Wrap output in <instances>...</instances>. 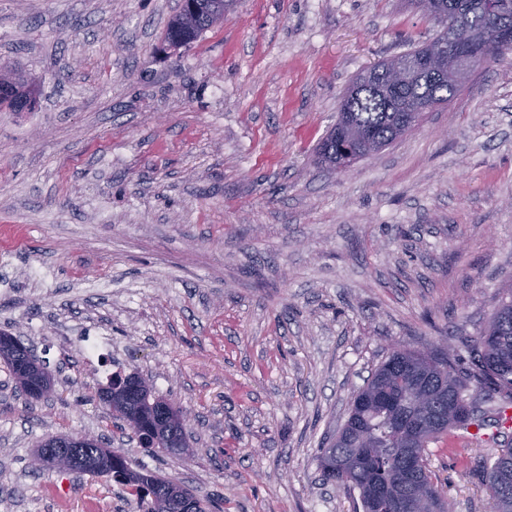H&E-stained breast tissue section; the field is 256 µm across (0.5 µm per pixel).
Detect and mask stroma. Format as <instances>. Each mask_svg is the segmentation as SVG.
Segmentation results:
<instances>
[{
	"label": "stroma",
	"instance_id": "1",
	"mask_svg": "<svg viewBox=\"0 0 512 512\" xmlns=\"http://www.w3.org/2000/svg\"><path fill=\"white\" fill-rule=\"evenodd\" d=\"M177 0H0V65L40 86L0 111V330L54 391L0 362V512H140L109 477L38 470L88 433L224 512H361L321 447L393 348H470L512 287V54L342 171L315 148L346 88L437 27L407 0H236L163 52ZM112 343L87 359L85 337ZM138 373L189 421L147 455L98 390ZM491 454L429 448L454 512H492Z\"/></svg>",
	"mask_w": 512,
	"mask_h": 512
}]
</instances>
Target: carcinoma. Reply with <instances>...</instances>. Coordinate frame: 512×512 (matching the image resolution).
<instances>
[{
	"mask_svg": "<svg viewBox=\"0 0 512 512\" xmlns=\"http://www.w3.org/2000/svg\"><path fill=\"white\" fill-rule=\"evenodd\" d=\"M191 7H182L167 23V49L176 52L187 47L223 21L234 0H191ZM440 26L431 40L401 54L415 58L434 48H446L443 30L448 23L469 17L493 22L498 15L512 20V0H410ZM384 64L372 71L371 86L340 101L338 119L318 148L319 161L335 168L341 158L340 149L348 132L358 127L380 146H388L400 138L397 127L403 112H418L428 102L445 104L459 89L445 77H417L410 83L385 93L382 91ZM0 93L12 99L19 109L35 104L38 86L16 73L13 79L0 85ZM472 368L453 370L454 359L440 347L430 355L401 350L389 356L375 370L367 385L355 394L351 402L340 440H331L318 457L323 483L338 488L342 474L337 463L343 458L365 456L354 471L352 482L344 486L359 491L363 512H368L367 491L374 485L387 487L401 497L415 485H425L439 498H445L435 473L428 462V448L455 431L469 426H485V411L481 410L473 391L480 389L486 396H499L501 405H512V289L492 313L487 325L472 346ZM26 348L13 351L5 361L23 391L43 387L51 390V382L41 383V376L24 369ZM140 398L128 401L122 409L112 411V417L123 421L134 434L148 437L153 453L180 456L188 450L186 424L171 403L152 394L143 381H138ZM101 452L100 444L89 443L82 448H52L39 450L38 461L45 455H65L91 459ZM112 477L128 486L139 500L143 512H214L217 501L198 497L182 484L142 473L129 467L126 460L113 470ZM493 499V512H512V496L502 497L496 484L512 489V444L499 445L493 462L486 469Z\"/></svg>",
	"mask_w": 512,
	"mask_h": 512,
	"instance_id": "cac0c4a2",
	"label": "carcinoma"
}]
</instances>
